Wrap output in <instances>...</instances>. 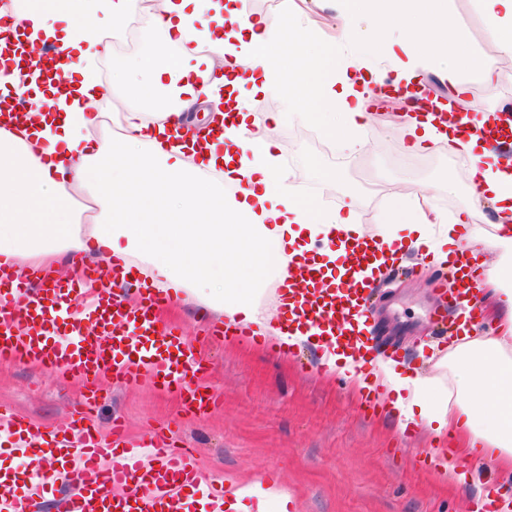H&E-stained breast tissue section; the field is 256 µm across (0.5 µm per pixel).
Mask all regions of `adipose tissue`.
Segmentation results:
<instances>
[{
    "instance_id": "ef3b65f1",
    "label": "adipose tissue",
    "mask_w": 512,
    "mask_h": 512,
    "mask_svg": "<svg viewBox=\"0 0 512 512\" xmlns=\"http://www.w3.org/2000/svg\"><path fill=\"white\" fill-rule=\"evenodd\" d=\"M141 2L12 0V29L53 40L73 62L64 68L61 89L25 83L18 65L0 71V98H29L38 105L35 123L0 129L1 259L21 269L32 261L51 264L69 251L124 275L130 257L138 256L151 287L196 298L230 324L297 348L313 342L312 331L290 333L274 325L241 279L225 269V254L252 255L265 274L281 281L291 263L313 255L316 241H328L338 228L351 240L376 241L379 251L367 271L373 278L383 274L396 249L431 243V264L443 266L471 242L465 232L469 209L446 219L411 185L393 195L386 221L369 229L357 223L351 205L328 210L292 193L282 163L288 145L277 133L281 115H270V128L260 133L248 123L251 97L277 85L270 59L283 39L279 16L254 17L238 0H163L155 20L180 46L181 69L169 73L144 60L120 82L102 81L95 69L109 48L107 39ZM337 2L341 25L333 41H325L309 18L300 23L316 46L305 60L312 68L304 78L307 97L320 106L306 118L328 137L357 142L372 120L364 100L383 89L387 71L400 81L411 78L388 39L372 35L369 50H362L355 22L365 13L402 33L411 59H421L432 46L460 47L461 55L442 75L452 94H467L474 78L512 83V71L499 62L500 54H512V0H478L494 37L491 53L467 51L465 31L439 22L448 0ZM422 30L430 33V44L420 42ZM199 77L209 100L234 103V118L217 110L199 123L185 120ZM119 90L127 110L124 133L116 139L101 113L87 105ZM148 90L156 98L151 112L140 107ZM394 129L408 137L410 151L440 140L469 156L473 192L494 214L487 245L501 250L502 273L511 277L512 159L481 136L432 116L402 114ZM84 190L90 217L83 228L69 215L74 194ZM489 298L496 333L475 336L462 328L451 353L450 381L423 379L406 363L380 358L367 377L356 372L352 358L325 344L319 362L359 389L382 387L400 418L421 420L438 438L456 436L467 457L512 460V288L494 284ZM252 497L262 512H288V492L258 481L235 485L224 508L241 512L244 499Z\"/></svg>"
}]
</instances>
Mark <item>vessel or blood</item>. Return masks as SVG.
Returning <instances> with one entry per match:
<instances>
[{"instance_id":"obj_1","label":"vessel or blood","mask_w":512,"mask_h":512,"mask_svg":"<svg viewBox=\"0 0 512 512\" xmlns=\"http://www.w3.org/2000/svg\"><path fill=\"white\" fill-rule=\"evenodd\" d=\"M373 256L370 248H357L345 260L347 280L339 283L302 264L280 285L289 303L287 329H318L343 354L358 356L362 337L356 320L373 290L362 273ZM451 271L443 284L449 301L475 298L480 286L470 278L466 261L456 259ZM134 283L131 277L117 283L104 272L67 287L46 277L34 292L11 264L0 263V361L35 364L83 379L89 405L97 400L100 377L133 384L147 376L162 390L179 391L188 412L215 410L216 394L204 382L209 371L205 360L183 332L157 318L170 296L153 291L128 303L117 290ZM0 442L13 454L47 460L52 468L46 478L1 468L0 512H17L18 490L26 482L41 497L53 493L56 484L67 485L63 512H182L187 489L203 500L204 512L223 510V487L202 485L192 450L173 452L161 433L134 444L127 441L120 421H113L105 437L79 415L36 438L27 417L2 409ZM134 482L141 494H125Z\"/></svg>"}]
</instances>
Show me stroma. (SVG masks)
<instances>
[{
	"mask_svg": "<svg viewBox=\"0 0 512 512\" xmlns=\"http://www.w3.org/2000/svg\"><path fill=\"white\" fill-rule=\"evenodd\" d=\"M251 10L283 17L304 12L329 35L340 25L336 0H252ZM448 17L467 32L469 50L492 48L477 0H448ZM133 32L132 46L114 43L99 57L101 79H112L146 57L169 69L181 65L151 11H144ZM365 107L374 120L353 150L300 119L283 122L279 135L288 143L284 165L292 190L328 207L353 204L369 228L384 218L394 191L410 183L441 215L469 207L474 227L486 228L493 213L472 192L469 158L444 141L408 154L392 130L387 102L372 97ZM438 276V270L423 265L392 268L366 313L372 340H383L387 355L425 378L440 373L430 361L433 349L448 347L437 340L430 312L444 306L449 326L458 323L459 307L445 304ZM159 317L182 327L211 365L206 382L219 406L206 418L184 414L178 393L158 390L147 377L133 385L102 378L98 404L87 411L82 381L62 382L24 362H0V405L26 416L38 433L83 410L104 434L116 416L134 441L162 431L172 447L194 450L205 481H249L276 472L293 498L289 512H477L481 492L512 494V483L491 461L462 463L465 471H478L480 485L442 479L435 442L422 423L403 429L394 416H364L361 392L320 368L313 346L288 357L260 339L222 340L215 332L224 327L223 316L183 296Z\"/></svg>",
	"mask_w": 512,
	"mask_h": 512,
	"instance_id": "obj_1",
	"label": "stroma"
}]
</instances>
